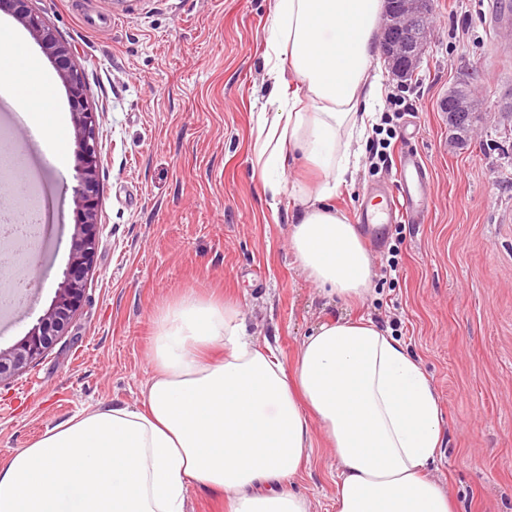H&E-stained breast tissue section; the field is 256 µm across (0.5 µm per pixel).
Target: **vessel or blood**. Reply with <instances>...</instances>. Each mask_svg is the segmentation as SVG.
Returning a JSON list of instances; mask_svg holds the SVG:
<instances>
[{"label":"vessel or blood","mask_w":512,"mask_h":512,"mask_svg":"<svg viewBox=\"0 0 512 512\" xmlns=\"http://www.w3.org/2000/svg\"><path fill=\"white\" fill-rule=\"evenodd\" d=\"M415 136V130H403L394 175L372 188L368 206L355 215L370 242L379 240L381 225L419 223L432 202L430 174L413 144Z\"/></svg>","instance_id":"obj_1"}]
</instances>
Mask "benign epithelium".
<instances>
[{"mask_svg":"<svg viewBox=\"0 0 512 512\" xmlns=\"http://www.w3.org/2000/svg\"><path fill=\"white\" fill-rule=\"evenodd\" d=\"M17 10L44 50L57 61L59 73L67 85L73 103V127L81 158L74 194L80 202L79 217L74 225V248L63 281L48 310L37 324L16 345L0 350V384L41 357L64 334L70 320L85 297L83 283L92 267L96 251L98 210V172L101 154L98 142L96 112L84 96L85 74L77 66L69 48L52 29L29 7L30 0H0ZM433 27L432 0H387L382 19V55L393 73L402 78L412 77L426 52ZM470 81L458 79L448 86L442 99V110L448 113L450 144L464 147L471 141L473 116L479 112L482 100L469 88ZM37 247L22 238H0V275L10 273L18 256L33 255Z\"/></svg>","mask_w":512,"mask_h":512,"instance_id":"benign-epithelium-1","label":"benign epithelium"}]
</instances>
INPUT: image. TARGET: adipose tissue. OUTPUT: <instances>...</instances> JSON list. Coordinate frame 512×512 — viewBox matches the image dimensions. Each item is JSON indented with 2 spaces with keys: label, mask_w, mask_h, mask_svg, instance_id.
<instances>
[{
  "label": "adipose tissue",
  "mask_w": 512,
  "mask_h": 512,
  "mask_svg": "<svg viewBox=\"0 0 512 512\" xmlns=\"http://www.w3.org/2000/svg\"><path fill=\"white\" fill-rule=\"evenodd\" d=\"M383 9V0H275L270 89L255 116L268 211L278 215L292 195L296 264L324 296L349 302L369 294L374 267L331 200L376 123ZM0 84L65 164L52 78L5 23ZM298 159L322 170L320 187L288 189ZM215 348L222 358H209ZM150 359L141 407L82 410L0 467V512H186L195 486L223 494L224 512H310L295 480L319 431L336 458V512H454L430 474L443 439L436 392L374 320L321 323L289 364L249 336L235 303L188 291L157 311Z\"/></svg>",
  "instance_id": "ef3b65f1"
}]
</instances>
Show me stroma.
Masks as SVG:
<instances>
[{
    "label": "stroma",
    "instance_id": "obj_1",
    "mask_svg": "<svg viewBox=\"0 0 512 512\" xmlns=\"http://www.w3.org/2000/svg\"><path fill=\"white\" fill-rule=\"evenodd\" d=\"M272 0H33L68 43L98 114L94 266L68 331L0 386V466L89 407L140 406L155 311L185 291L239 301L250 333L294 360L330 317L365 315L407 345L444 411L432 474L458 512H512V139L495 117L512 103V40L491 17L512 0H434V30L411 80L375 59L383 92L419 98L415 146L434 203L420 224H393L371 248L376 275L357 305L327 301L294 262L290 209L271 217L253 166L252 114L269 86L263 63ZM465 78L483 118L465 147L448 143L439 103ZM379 100L377 112L387 102ZM41 145L48 226L31 305L0 333L14 345L47 309L72 245L80 165ZM387 169L360 160L336 206L354 217ZM311 512H335L336 466L317 441L297 479Z\"/></svg>",
    "mask_w": 512,
    "mask_h": 512
}]
</instances>
